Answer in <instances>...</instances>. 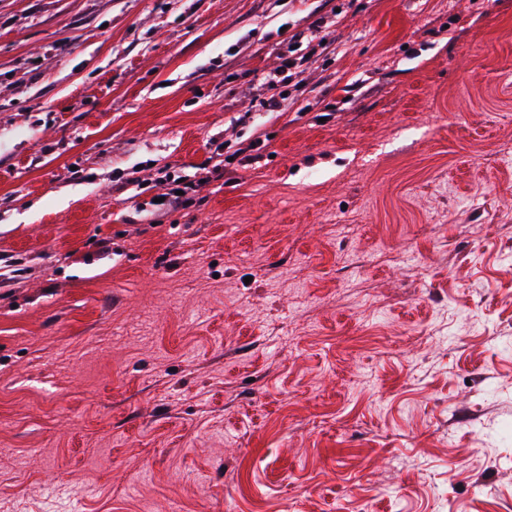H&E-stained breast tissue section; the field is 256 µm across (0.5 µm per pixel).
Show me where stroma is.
<instances>
[{
	"mask_svg": "<svg viewBox=\"0 0 512 512\" xmlns=\"http://www.w3.org/2000/svg\"><path fill=\"white\" fill-rule=\"evenodd\" d=\"M53 506L512 512V0H0V512ZM281 65L275 69L273 74L265 77L263 85L265 86L264 97L260 102V110L262 112H287L288 111V94L284 96L282 90L283 84L288 82V71L298 66L297 58L283 55ZM169 167L163 166L157 169V174H163L155 179L156 185L164 186L166 192L161 195L155 196V198L165 197V200L160 203H155L153 200L152 205L159 207V210H163L168 206L174 204H183V197L188 190L198 187L202 184L209 183L213 180H221L224 178V158L223 153H216L214 156H209L204 162V165L198 170L199 177L195 181H187L184 176L171 175L168 172ZM183 179V182H180ZM200 180H204V183H200ZM176 191H183L184 195H177ZM154 198V199H155Z\"/></svg>",
	"mask_w": 512,
	"mask_h": 512,
	"instance_id": "stroma-1",
	"label": "stroma"
}]
</instances>
